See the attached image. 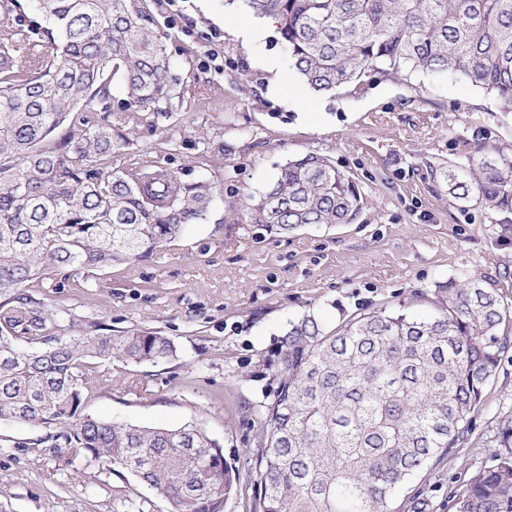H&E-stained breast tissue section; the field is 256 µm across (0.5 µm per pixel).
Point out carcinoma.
I'll list each match as a JSON object with an SVG mask.
<instances>
[{"label":"carcinoma","instance_id":"cac0c4a2","mask_svg":"<svg viewBox=\"0 0 512 512\" xmlns=\"http://www.w3.org/2000/svg\"><path fill=\"white\" fill-rule=\"evenodd\" d=\"M52 28L23 26L0 7V421L48 430L27 448H66L132 475L173 512H223L252 490L248 512H434L413 479L451 462L473 435L505 354L512 302L479 281L438 285L428 318L383 308L336 326L292 321L267 362L272 397L253 409V466L229 465L195 424L109 421L86 411L99 365L149 366L177 355L159 331L79 336L47 304L69 269L90 280L140 261L205 219L212 185L161 167L112 166V114L97 104L114 78L123 121L155 123L172 105L164 36L135 0H37ZM272 18L291 67L313 91L360 94L371 73H446L512 112V0H228ZM46 34L52 49L37 51ZM448 194L500 216L512 241V154L477 151L465 175L444 172ZM358 184L309 153L281 165L244 203L247 222L280 234L350 224ZM489 464L448 492L455 512H512V410L496 413Z\"/></svg>","mask_w":512,"mask_h":512}]
</instances>
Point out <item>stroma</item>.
<instances>
[{"label":"stroma","instance_id":"1","mask_svg":"<svg viewBox=\"0 0 512 512\" xmlns=\"http://www.w3.org/2000/svg\"><path fill=\"white\" fill-rule=\"evenodd\" d=\"M147 25L165 36L176 115L155 126L113 122L129 139L113 165L167 167L179 180H208L204 220L166 250L104 269L99 280L70 276L50 307L77 330L95 322L116 330L150 328L174 342L175 358L154 366L120 362L91 396L97 416L136 425L196 423L218 440L229 464L252 460L257 430L250 408L265 399L264 363L289 321L306 314L326 324L367 307L406 306L426 316L420 293L451 279L477 278L512 300V243L492 212L463 208L434 178L462 170L471 151L512 153V112L465 82L420 73L374 75L367 91L310 92L290 69L275 28L246 43L250 15L224 0H141ZM210 147V167H196ZM328 156L362 193L351 224L305 226L288 234L246 223L243 199L279 164ZM512 402V359L503 358L475 437L426 483L436 512H452L449 489L484 466L481 439L498 405ZM39 431L0 423V512H123L118 493L141 494L144 512H172L165 497L103 462L63 448H31Z\"/></svg>","mask_w":512,"mask_h":512}]
</instances>
